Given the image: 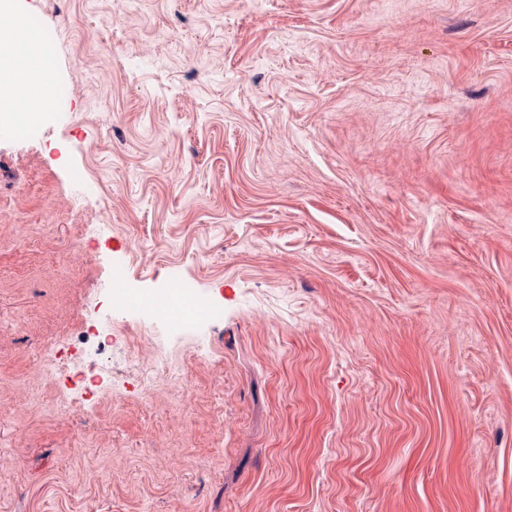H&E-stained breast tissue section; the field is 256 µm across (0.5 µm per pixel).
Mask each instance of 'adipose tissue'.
<instances>
[{
  "instance_id": "adipose-tissue-1",
  "label": "adipose tissue",
  "mask_w": 512,
  "mask_h": 512,
  "mask_svg": "<svg viewBox=\"0 0 512 512\" xmlns=\"http://www.w3.org/2000/svg\"><path fill=\"white\" fill-rule=\"evenodd\" d=\"M24 43L23 57L12 49ZM53 69L35 38L29 37L22 15L0 7V121L25 124L40 119L50 91Z\"/></svg>"
}]
</instances>
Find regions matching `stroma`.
<instances>
[{
  "label": "stroma",
  "mask_w": 512,
  "mask_h": 512,
  "mask_svg": "<svg viewBox=\"0 0 512 512\" xmlns=\"http://www.w3.org/2000/svg\"><path fill=\"white\" fill-rule=\"evenodd\" d=\"M11 6L73 96L0 133V512H512V0ZM57 362L58 361H57V358L55 355V360H52L53 370L56 369V366H60L57 364ZM64 365L67 367H63ZM60 367L64 368L63 371H66L67 378H71L75 382H80V383L86 384V385H87V383H89V384H91V386L96 387V388H101V387H104L107 385L102 376L94 373L93 367H90L87 370L85 368L78 369L73 366L71 368V366H69V364H66L64 362H62Z\"/></svg>",
  "instance_id": "35a3bbf8"
}]
</instances>
